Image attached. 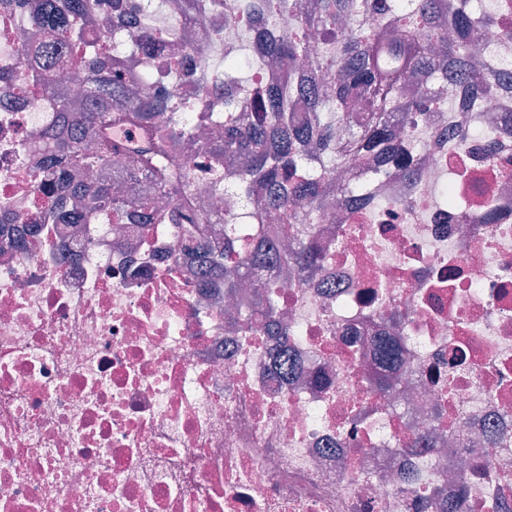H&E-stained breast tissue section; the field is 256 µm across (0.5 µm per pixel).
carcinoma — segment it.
Instances as JSON below:
<instances>
[{"mask_svg":"<svg viewBox=\"0 0 512 512\" xmlns=\"http://www.w3.org/2000/svg\"><path fill=\"white\" fill-rule=\"evenodd\" d=\"M471 2L419 0L415 9L408 10L394 0L384 15L368 26L360 18L371 12V0H265L264 13L257 17L264 27L282 10L294 11L302 18L301 33L267 31L272 56L288 62V87L281 91L273 86L257 93L251 101V124L246 129L222 124L224 111L244 106L231 89H224L222 101H201L203 111L213 114V130L222 140L209 148L215 160L225 154L244 159L233 187L235 194L248 202L255 182L270 189L269 196L256 203L248 215L256 232L241 246L242 270L238 271L224 269L223 256L212 250L209 241V232L217 225L225 240L237 238V218L216 213L203 219L197 201L184 195L193 173L188 158L176 153L175 141L192 144L195 132L184 121L180 108L170 97L149 87L135 95L123 85L120 61L102 57L100 45L88 36L89 27L96 23L91 0H41L34 13L35 39L54 47L73 45L79 53L76 66L89 86L82 99H71L67 90L52 80L58 63L38 45L24 53L29 89L42 90L61 116V124L51 134L47 169L57 199L65 206L49 218L56 224H82L109 205L115 212H137L144 223L152 224L161 215L155 199L166 195L178 206L170 221L177 225L179 235L195 242L193 258L201 264L203 275L224 278L225 287H236L241 273L260 277L276 268L285 274L291 270L318 271L323 256L308 240L315 231L314 224L298 228L295 250L283 253L270 242L273 212H294L300 204L307 215L321 210L332 189L326 178L331 168L354 171L398 159L395 128L410 113L426 111L424 100L434 97L429 85L418 97H408L406 88L411 79L435 75L459 85L473 102L493 93L496 82L476 73L472 28L478 21L490 24L494 18L489 13L473 12ZM223 6L224 0H180L175 4L186 19ZM346 20L350 22L347 37L336 45V51L315 61L329 76L326 87L310 84L296 69L297 62L308 56L305 32L314 29L331 42ZM177 37L175 29L141 21L143 58H148L153 40L170 44ZM357 106L364 109L363 120L348 125L346 137H339V125ZM118 124L143 126L141 140L133 144L113 140L112 126ZM114 154L124 158V165L113 178L126 185L128 197L112 196L107 183L84 182L77 189L73 187L71 170L93 171ZM378 353L392 370L390 379L377 382L378 388L387 390L397 371L407 368V362L386 338L379 339Z\"/></svg>","mask_w":512,"mask_h":512,"instance_id":"1","label":"carcinoma"}]
</instances>
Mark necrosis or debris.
<instances>
[{
	"label": "necrosis or debris",
	"mask_w": 512,
	"mask_h": 512,
	"mask_svg": "<svg viewBox=\"0 0 512 512\" xmlns=\"http://www.w3.org/2000/svg\"><path fill=\"white\" fill-rule=\"evenodd\" d=\"M484 2L481 64L510 74L512 0ZM21 17L0 8V512H512V110L455 95L417 114L415 174L327 210L318 274L268 279L285 379L257 288L201 287L173 225L45 223L57 115L24 88ZM178 27L211 90L203 56L243 45L255 89L283 83L241 18ZM207 159L191 153L189 193L240 212L237 159L218 192ZM378 336L410 362L389 392L367 382Z\"/></svg>",
	"instance_id": "4bbe7bcc"
}]
</instances>
